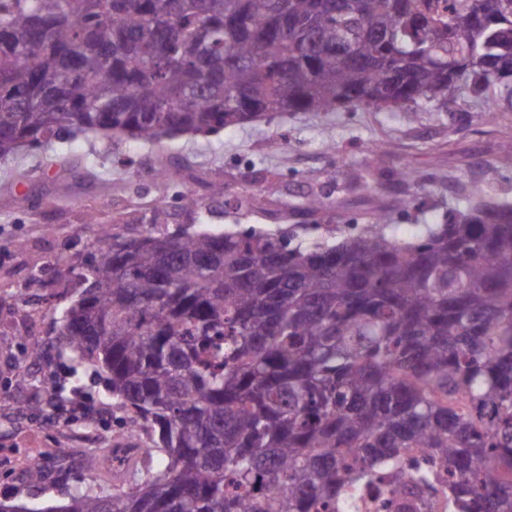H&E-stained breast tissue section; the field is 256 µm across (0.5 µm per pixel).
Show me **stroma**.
<instances>
[{"label":"stroma","mask_w":512,"mask_h":512,"mask_svg":"<svg viewBox=\"0 0 512 512\" xmlns=\"http://www.w3.org/2000/svg\"><path fill=\"white\" fill-rule=\"evenodd\" d=\"M506 136L512 137V101L501 100L491 113L464 92L447 105L280 112L216 134L148 144L90 133L54 138L45 149L20 146L0 161V500L60 504L74 488L96 491L103 481L64 460L113 447L121 414L105 379L73 382L72 354L59 340L61 317L81 294L79 274L94 260L99 226L136 236L156 217L170 233L255 228L310 247L362 232L371 214L387 207L388 233L412 241L464 209L472 183L512 199V166L498 160ZM273 139L280 148H270ZM378 141L390 150L373 166ZM162 164L178 169L179 179H157ZM407 167L415 180L402 179ZM214 182L223 184V198L211 197ZM186 192L202 198L204 209L182 210ZM310 193L321 195L326 208L299 215ZM243 195L257 197L256 208L238 209ZM404 196L413 204L394 207ZM31 331L42 342L40 353L30 350ZM22 366L31 370L25 382L17 377ZM48 379L53 389L44 388ZM77 394L93 414L72 412ZM32 460L49 479L29 482Z\"/></svg>","instance_id":"1"}]
</instances>
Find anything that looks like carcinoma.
<instances>
[{
    "label": "carcinoma",
    "mask_w": 512,
    "mask_h": 512,
    "mask_svg": "<svg viewBox=\"0 0 512 512\" xmlns=\"http://www.w3.org/2000/svg\"><path fill=\"white\" fill-rule=\"evenodd\" d=\"M512 0H0V160L60 134L154 142L270 112L491 107ZM405 242L389 213L338 244L100 226L61 336L150 444L112 493L41 510L512 512V202Z\"/></svg>",
    "instance_id": "carcinoma-1"
}]
</instances>
